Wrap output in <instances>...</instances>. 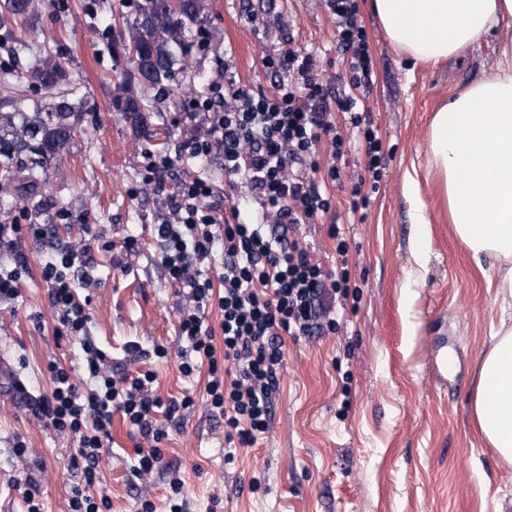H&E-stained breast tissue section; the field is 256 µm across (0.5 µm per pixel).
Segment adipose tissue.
Returning a JSON list of instances; mask_svg holds the SVG:
<instances>
[{"label": "adipose tissue", "mask_w": 512, "mask_h": 512, "mask_svg": "<svg viewBox=\"0 0 512 512\" xmlns=\"http://www.w3.org/2000/svg\"><path fill=\"white\" fill-rule=\"evenodd\" d=\"M388 43L419 63L460 56L512 21V0H375ZM430 147L449 221L473 259L499 264L503 308L512 309V43L499 65L434 114ZM470 414L480 436L512 463V325L492 334Z\"/></svg>", "instance_id": "obj_1"}]
</instances>
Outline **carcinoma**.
<instances>
[{"label":"carcinoma","mask_w":512,"mask_h":512,"mask_svg":"<svg viewBox=\"0 0 512 512\" xmlns=\"http://www.w3.org/2000/svg\"><path fill=\"white\" fill-rule=\"evenodd\" d=\"M134 2L133 14L112 18V25H123L119 43L134 65L139 86H161L173 80L175 66L186 63L205 22V0ZM39 7L38 0L9 3L19 21L32 18ZM25 80L37 95L28 94ZM82 98V87L70 78L66 62L50 53L37 58L23 78L0 77V185L25 197L46 188L49 168L74 139ZM112 105L136 132L146 131L144 98L132 82H117Z\"/></svg>","instance_id":"cac0c4a2"}]
</instances>
